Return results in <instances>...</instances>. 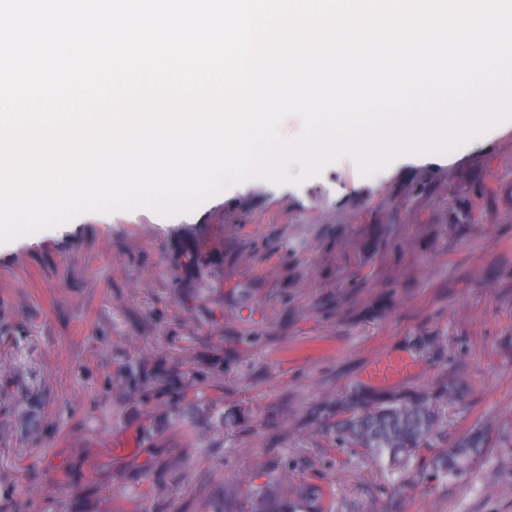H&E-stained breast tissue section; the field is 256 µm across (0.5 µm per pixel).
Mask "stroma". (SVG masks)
<instances>
[{
	"mask_svg": "<svg viewBox=\"0 0 512 512\" xmlns=\"http://www.w3.org/2000/svg\"><path fill=\"white\" fill-rule=\"evenodd\" d=\"M290 172L0 243V512H250L258 486L318 490L317 512H512V122L367 175ZM445 372L468 387L445 433L491 446L391 497L321 408Z\"/></svg>",
	"mask_w": 512,
	"mask_h": 512,
	"instance_id": "35a3bbf8",
	"label": "stroma"
}]
</instances>
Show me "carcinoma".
I'll return each instance as SVG.
<instances>
[{
    "label": "carcinoma",
    "instance_id": "cac0c4a2",
    "mask_svg": "<svg viewBox=\"0 0 512 512\" xmlns=\"http://www.w3.org/2000/svg\"><path fill=\"white\" fill-rule=\"evenodd\" d=\"M460 379H438L420 390L384 391L353 387L336 401L332 424L336 445L363 449L393 477L394 492L404 496L416 480L452 482L464 479L473 462L486 452V429L474 427L448 442L440 411L463 398ZM434 454L428 467L415 464L420 451Z\"/></svg>",
    "mask_w": 512,
    "mask_h": 512
}]
</instances>
